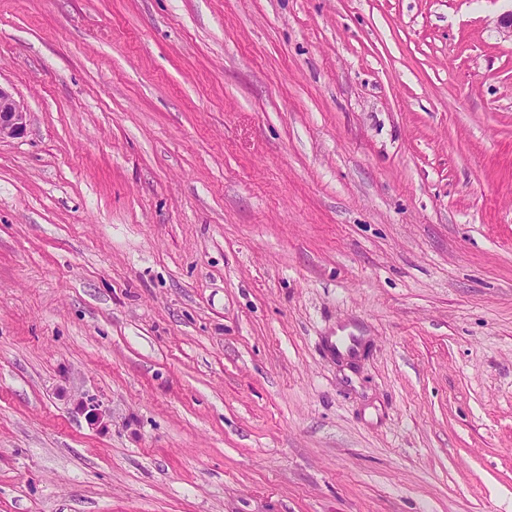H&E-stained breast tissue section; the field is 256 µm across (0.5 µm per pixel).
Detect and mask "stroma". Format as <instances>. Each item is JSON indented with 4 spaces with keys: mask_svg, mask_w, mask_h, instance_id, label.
<instances>
[{
    "mask_svg": "<svg viewBox=\"0 0 512 512\" xmlns=\"http://www.w3.org/2000/svg\"><path fill=\"white\" fill-rule=\"evenodd\" d=\"M512 0H0V512H512ZM28 115L24 105L0 86V140L23 135Z\"/></svg>",
    "mask_w": 512,
    "mask_h": 512,
    "instance_id": "35a3bbf8",
    "label": "stroma"
}]
</instances>
